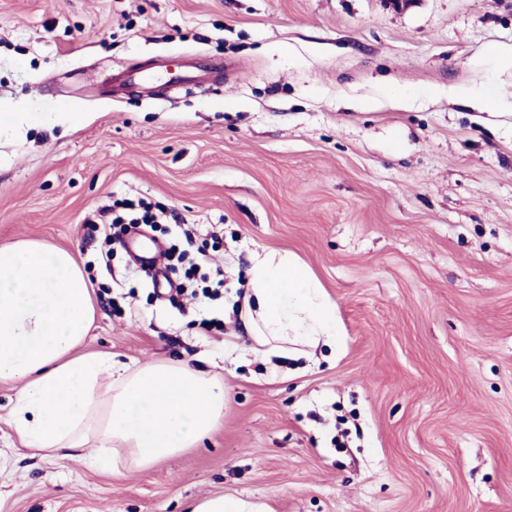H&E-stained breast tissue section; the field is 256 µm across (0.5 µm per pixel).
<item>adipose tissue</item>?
Wrapping results in <instances>:
<instances>
[{"mask_svg": "<svg viewBox=\"0 0 512 512\" xmlns=\"http://www.w3.org/2000/svg\"><path fill=\"white\" fill-rule=\"evenodd\" d=\"M243 323L253 350L282 357L336 342V310L288 251L254 252ZM95 319L89 278L45 240L0 246V382L17 387L19 443L92 469L151 468L196 447L224 418V383L185 360L136 365L81 353Z\"/></svg>", "mask_w": 512, "mask_h": 512, "instance_id": "obj_1", "label": "adipose tissue"}]
</instances>
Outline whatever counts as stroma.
<instances>
[{
  "label": "stroma",
  "instance_id": "35a3bbf8",
  "mask_svg": "<svg viewBox=\"0 0 512 512\" xmlns=\"http://www.w3.org/2000/svg\"><path fill=\"white\" fill-rule=\"evenodd\" d=\"M210 68L173 84L164 63ZM152 81L116 92L129 68ZM498 101L481 110L480 99ZM0 246L47 240L88 271L86 350L203 363L224 419L115 474L20 449L0 384V512H512V0H0ZM175 211L224 300L173 307L103 208ZM294 253L338 349L252 351L253 250ZM224 330L205 335L201 320ZM188 512H252L250 506L237 498L216 496L195 504Z\"/></svg>",
  "mask_w": 512,
  "mask_h": 512
}]
</instances>
